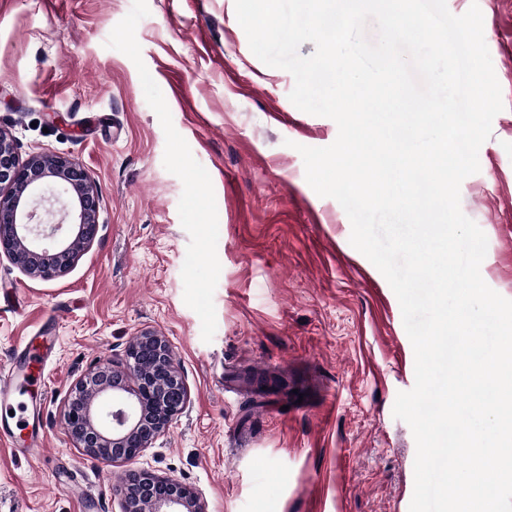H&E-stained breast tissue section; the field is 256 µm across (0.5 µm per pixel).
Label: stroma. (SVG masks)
Wrapping results in <instances>:
<instances>
[{
    "label": "stroma",
    "mask_w": 512,
    "mask_h": 512,
    "mask_svg": "<svg viewBox=\"0 0 512 512\" xmlns=\"http://www.w3.org/2000/svg\"><path fill=\"white\" fill-rule=\"evenodd\" d=\"M474 2L504 109L461 209L487 237L483 280L512 300V0L446 5ZM294 84L251 52L235 0H0V133L20 159H74L99 205L65 276L0 258V368L51 351L31 394L49 452L0 445V512H119L143 469L208 512H409L416 443L393 406L413 346L342 206L306 181L299 146L338 127L295 107ZM145 331L169 340L190 402L133 460L92 458L64 429L70 389ZM248 371L289 394H252Z\"/></svg>",
    "instance_id": "1"
}]
</instances>
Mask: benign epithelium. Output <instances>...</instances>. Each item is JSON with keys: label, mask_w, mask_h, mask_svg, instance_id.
Returning a JSON list of instances; mask_svg holds the SVG:
<instances>
[{"label": "benign epithelium", "mask_w": 512, "mask_h": 512, "mask_svg": "<svg viewBox=\"0 0 512 512\" xmlns=\"http://www.w3.org/2000/svg\"><path fill=\"white\" fill-rule=\"evenodd\" d=\"M98 231L87 174L73 159L37 153L22 162L0 135V256L44 280L65 275ZM189 390L168 341L141 334L124 362L99 364L69 398L65 428L88 455L127 462L151 447L187 407ZM121 512H206L194 488L149 471H131Z\"/></svg>", "instance_id": "7a95c632"}]
</instances>
